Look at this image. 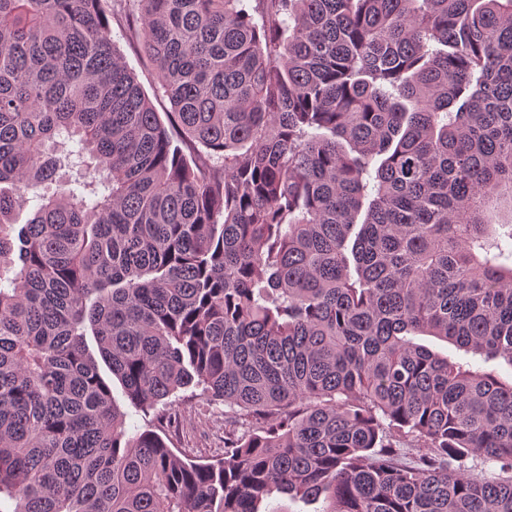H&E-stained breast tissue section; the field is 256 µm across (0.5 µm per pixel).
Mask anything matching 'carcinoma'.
Segmentation results:
<instances>
[{
	"label": "carcinoma",
	"mask_w": 512,
	"mask_h": 512,
	"mask_svg": "<svg viewBox=\"0 0 512 512\" xmlns=\"http://www.w3.org/2000/svg\"><path fill=\"white\" fill-rule=\"evenodd\" d=\"M102 2L0 0L10 512H512V383L415 341L512 365V0H137L163 118ZM113 396L115 397L117 403L121 406V408L129 413L128 423L132 429L134 427L145 429L148 426L151 427L156 423L153 414L145 416L143 413L136 412L133 408H131L128 405V401L124 398L122 394L121 386L115 379L113 380ZM176 404L183 422L172 433L174 447L198 459H211L224 447V416L231 419L235 413L227 406L209 405L197 398H184Z\"/></svg>",
	"instance_id": "carcinoma-1"
}]
</instances>
